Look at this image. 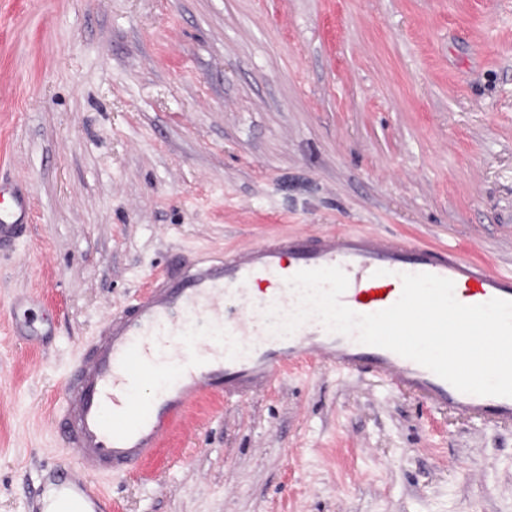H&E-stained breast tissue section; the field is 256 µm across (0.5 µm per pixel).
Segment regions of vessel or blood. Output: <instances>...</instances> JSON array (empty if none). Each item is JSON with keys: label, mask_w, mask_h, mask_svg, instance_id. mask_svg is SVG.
Here are the masks:
<instances>
[{"label": "vessel or blood", "mask_w": 512, "mask_h": 512, "mask_svg": "<svg viewBox=\"0 0 512 512\" xmlns=\"http://www.w3.org/2000/svg\"><path fill=\"white\" fill-rule=\"evenodd\" d=\"M29 206L15 195L0 207V243L18 238ZM337 266L349 284L342 302L359 314L393 305L402 274L451 279L466 305L512 301V271L494 269L453 245L385 240L345 230L270 237L229 254L179 263L112 316L66 378L60 426L73 455L101 472L138 469L202 396L246 397L284 367L308 359L388 378L440 411L512 422V398L465 394L390 350L330 332L310 318L289 336L262 329L269 303L298 300L287 280L303 269Z\"/></svg>", "instance_id": "obj_1"}]
</instances>
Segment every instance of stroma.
Returning <instances> with one entry per match:
<instances>
[{
    "mask_svg": "<svg viewBox=\"0 0 512 512\" xmlns=\"http://www.w3.org/2000/svg\"><path fill=\"white\" fill-rule=\"evenodd\" d=\"M0 512H512V423L308 360L140 470L64 448L88 337L170 267L330 229L512 270V0H23L0 12ZM28 210L27 201L17 192H14V202L10 208L4 209L0 206V243L11 242L18 238Z\"/></svg>",
    "mask_w": 512,
    "mask_h": 512,
    "instance_id": "stroma-1",
    "label": "stroma"
}]
</instances>
